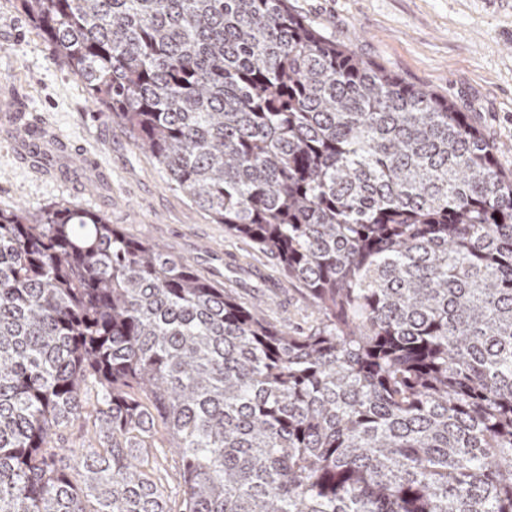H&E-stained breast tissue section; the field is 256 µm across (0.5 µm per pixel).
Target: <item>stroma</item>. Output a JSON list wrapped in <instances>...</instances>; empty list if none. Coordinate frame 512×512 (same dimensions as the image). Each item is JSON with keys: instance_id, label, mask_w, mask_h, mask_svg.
<instances>
[{"instance_id": "35a3bbf8", "label": "stroma", "mask_w": 512, "mask_h": 512, "mask_svg": "<svg viewBox=\"0 0 512 512\" xmlns=\"http://www.w3.org/2000/svg\"><path fill=\"white\" fill-rule=\"evenodd\" d=\"M365 62L448 99L512 169V0H291ZM0 210L74 203L163 246L268 320L295 332L317 313L277 260L229 234L112 122L19 9L0 0Z\"/></svg>"}]
</instances>
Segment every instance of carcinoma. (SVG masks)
<instances>
[{
    "label": "carcinoma",
    "instance_id": "cac0c4a2",
    "mask_svg": "<svg viewBox=\"0 0 512 512\" xmlns=\"http://www.w3.org/2000/svg\"><path fill=\"white\" fill-rule=\"evenodd\" d=\"M295 335L74 203L0 211V512H512V170L289 0H17ZM93 394L98 446H50ZM161 448H139L138 455L140 458H145L152 463L154 460L161 464L162 468H165L169 474V486L166 484L167 493L170 496L173 506L174 499L178 500L182 494V485L180 483L177 464V458L170 453L166 452L164 458L163 453L160 452Z\"/></svg>",
    "mask_w": 512,
    "mask_h": 512
}]
</instances>
